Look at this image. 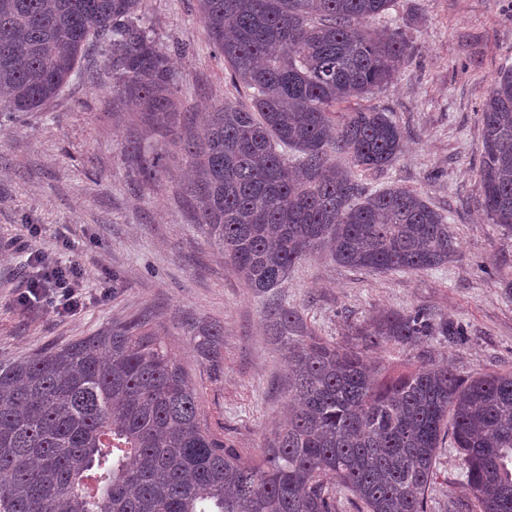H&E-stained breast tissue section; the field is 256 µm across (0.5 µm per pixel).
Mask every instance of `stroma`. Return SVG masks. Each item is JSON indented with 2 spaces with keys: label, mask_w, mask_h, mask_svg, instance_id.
I'll return each instance as SVG.
<instances>
[{
  "label": "stroma",
  "mask_w": 512,
  "mask_h": 512,
  "mask_svg": "<svg viewBox=\"0 0 512 512\" xmlns=\"http://www.w3.org/2000/svg\"><path fill=\"white\" fill-rule=\"evenodd\" d=\"M143 17L166 50L188 111L213 100L244 103L209 44L197 0H144ZM374 28L403 35L408 50L372 105L392 112L405 135L391 166L359 176L366 192L398 185L422 193L457 237L448 264L419 272L372 273L317 254L278 289L307 332L341 345L379 314L435 312L464 330L369 351L398 373L424 361L457 375L512 372V232L478 207L480 112L498 71L512 65V0H394ZM107 45L81 63L90 80L71 79L36 112H0V363L140 319L152 324L202 388L204 420L258 456L285 417L288 357L272 339L262 298L245 288L223 254L194 224L179 183L180 151L149 138L159 156L148 180L125 150L138 131L112 109ZM85 272L83 303L56 312L23 298L41 263ZM221 326L222 356L211 362L192 335ZM469 498L455 449L439 450L429 512H460Z\"/></svg>",
  "instance_id": "35a3bbf8"
}]
</instances>
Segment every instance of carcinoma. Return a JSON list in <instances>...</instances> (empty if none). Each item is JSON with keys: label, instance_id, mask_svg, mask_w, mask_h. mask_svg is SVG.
I'll return each mask as SVG.
<instances>
[{"label": "carcinoma", "instance_id": "1", "mask_svg": "<svg viewBox=\"0 0 512 512\" xmlns=\"http://www.w3.org/2000/svg\"><path fill=\"white\" fill-rule=\"evenodd\" d=\"M393 0H198L200 22L248 105L222 100L202 121L180 111L167 53L142 24L143 0H0V112H37L97 42L112 53V99L179 145L194 223L245 287L266 298L286 346L288 418L254 463L204 421L201 389L158 332L114 326L0 364V512H428L439 448L461 456L468 512H512V373L463 379L423 363L385 377L366 352L462 329L431 312L384 313L357 329L364 348L303 335L276 289L317 253L354 270L448 263L447 217L419 192L367 194L357 173L402 151L391 113L359 101L390 81L403 37L369 29ZM481 197L512 231V66L482 106ZM126 151L153 178L138 139ZM344 153L349 166L336 165ZM221 332L194 349L216 357ZM100 492L81 493L85 475Z\"/></svg>", "mask_w": 512, "mask_h": 512}]
</instances>
